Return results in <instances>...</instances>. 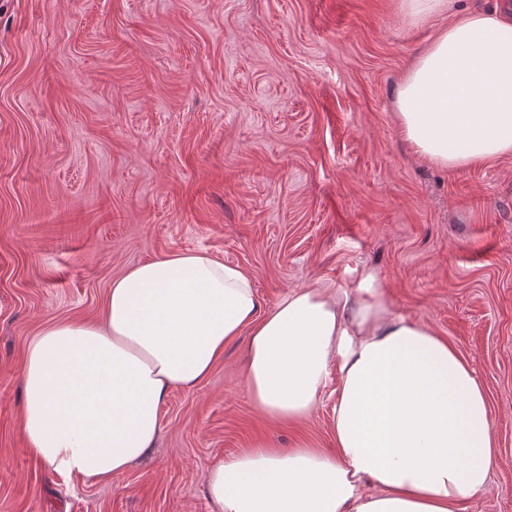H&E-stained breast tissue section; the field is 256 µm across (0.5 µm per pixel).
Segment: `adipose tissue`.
Returning <instances> with one entry per match:
<instances>
[{
    "instance_id": "1",
    "label": "adipose tissue",
    "mask_w": 512,
    "mask_h": 512,
    "mask_svg": "<svg viewBox=\"0 0 512 512\" xmlns=\"http://www.w3.org/2000/svg\"><path fill=\"white\" fill-rule=\"evenodd\" d=\"M436 34L395 98L399 132L433 165L512 156V11L401 0ZM358 297L308 287L263 309L251 273L205 250L113 280L102 317L41 329L24 355L21 429L54 471L109 483L156 444L173 388H196L238 336L260 417L301 422L336 382L333 449L259 442L204 471L213 512H458L498 460L470 363L396 313L374 272Z\"/></svg>"
}]
</instances>
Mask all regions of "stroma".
<instances>
[{"label":"stroma","instance_id":"35a3bbf8","mask_svg":"<svg viewBox=\"0 0 512 512\" xmlns=\"http://www.w3.org/2000/svg\"><path fill=\"white\" fill-rule=\"evenodd\" d=\"M399 4L0 0V512H211V460L331 447L332 392L304 422L259 417L242 335L112 484L27 451L28 341L99 319L130 267L200 249L268 308L375 272L485 390L500 459L460 512H512V157L448 170L401 137L396 87L435 30Z\"/></svg>","mask_w":512,"mask_h":512}]
</instances>
